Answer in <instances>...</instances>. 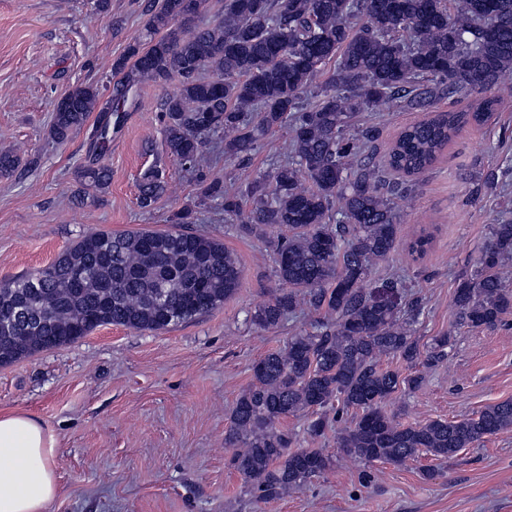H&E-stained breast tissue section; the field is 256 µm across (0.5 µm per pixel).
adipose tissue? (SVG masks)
<instances>
[{"mask_svg": "<svg viewBox=\"0 0 512 512\" xmlns=\"http://www.w3.org/2000/svg\"><path fill=\"white\" fill-rule=\"evenodd\" d=\"M55 435L23 412L0 413V512H49L59 492Z\"/></svg>", "mask_w": 512, "mask_h": 512, "instance_id": "obj_1", "label": "adipose tissue"}]
</instances>
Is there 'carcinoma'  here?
<instances>
[{
	"mask_svg": "<svg viewBox=\"0 0 512 512\" xmlns=\"http://www.w3.org/2000/svg\"><path fill=\"white\" fill-rule=\"evenodd\" d=\"M363 9L365 22L349 19ZM210 0H158L146 40H134L112 62L116 80L70 91L67 110L53 112L49 136L66 142L97 113L91 137L104 150L112 123L138 104L144 83L175 84L164 112L166 152L191 167L207 161L204 134L224 131V158L250 154L258 140L286 128L290 155L271 172L226 192L224 219L249 229L286 228L270 240L275 273L292 291L259 306L252 322L276 327L305 302L324 312L315 331L291 337L252 366V382L236 400L224 444L247 488L275 501L323 475L333 463L321 448L292 449L281 420L307 412L313 438L355 410L336 431V448L366 463L403 465L421 453L450 459L485 437L512 430V400L456 420L403 424L386 411L399 388L415 389L381 366L383 356L421 359L419 306L403 282L371 283L370 270L389 259L399 224L394 199L410 192L390 173L428 170L460 127L484 123L500 98L471 111L434 112L445 97L481 93L512 80V0H224L216 19L200 24ZM335 68L323 98L304 94L328 63ZM396 98L429 116L406 126L383 162L363 156L377 140L349 133L355 114ZM18 155L0 152V175ZM81 179L99 190L110 170L91 159ZM166 190L159 172L144 174L139 203L152 207ZM512 265V220L491 225L477 268L455 291L460 324L493 328L512 311L502 272ZM241 270L224 244L179 230L96 231L48 265L0 283V366L73 343L93 330L123 326L159 331L195 320L237 290ZM449 338L433 340L425 365L448 356ZM334 416H328V411Z\"/></svg>",
	"mask_w": 512,
	"mask_h": 512,
	"instance_id": "carcinoma-1",
	"label": "carcinoma"
}]
</instances>
